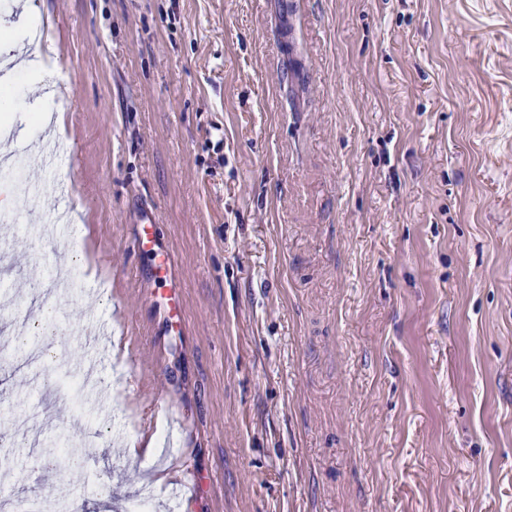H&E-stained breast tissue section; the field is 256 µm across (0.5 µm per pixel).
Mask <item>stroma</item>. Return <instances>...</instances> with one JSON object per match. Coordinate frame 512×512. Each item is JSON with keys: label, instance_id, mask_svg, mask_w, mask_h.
Masks as SVG:
<instances>
[{"label": "stroma", "instance_id": "stroma-1", "mask_svg": "<svg viewBox=\"0 0 512 512\" xmlns=\"http://www.w3.org/2000/svg\"><path fill=\"white\" fill-rule=\"evenodd\" d=\"M36 0L48 62L0 101V342L62 317L53 375L0 365V473L50 512H512V0ZM26 0H0V59ZM76 240H30L56 211ZM176 263L151 279L143 213ZM98 291L28 300L46 269ZM184 306L181 335L158 309ZM46 444L17 451L13 414ZM103 430L56 456L47 443ZM154 437L156 456L125 458ZM203 485H195L193 476Z\"/></svg>", "mask_w": 512, "mask_h": 512}]
</instances>
